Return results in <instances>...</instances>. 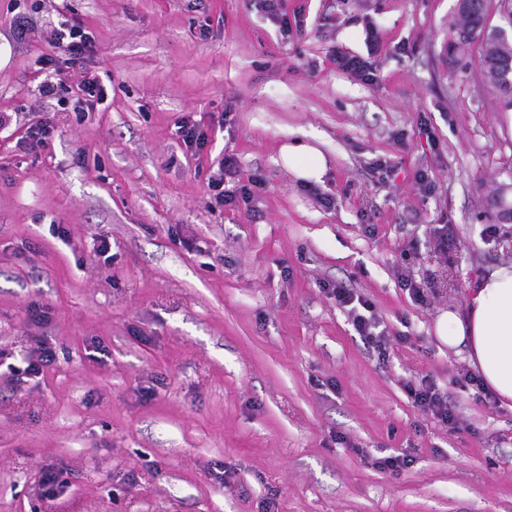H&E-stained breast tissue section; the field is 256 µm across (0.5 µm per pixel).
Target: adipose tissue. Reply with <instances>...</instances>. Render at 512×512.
Segmentation results:
<instances>
[{"instance_id":"ef3b65f1","label":"adipose tissue","mask_w":512,"mask_h":512,"mask_svg":"<svg viewBox=\"0 0 512 512\" xmlns=\"http://www.w3.org/2000/svg\"><path fill=\"white\" fill-rule=\"evenodd\" d=\"M279 156L297 180L322 182L327 162L317 147L294 141L283 144ZM435 334L448 347L465 346L484 387L502 402L512 403V264L481 279L465 315L442 312Z\"/></svg>"}]
</instances>
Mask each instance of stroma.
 I'll return each instance as SVG.
<instances>
[{"label": "stroma", "mask_w": 512, "mask_h": 512, "mask_svg": "<svg viewBox=\"0 0 512 512\" xmlns=\"http://www.w3.org/2000/svg\"><path fill=\"white\" fill-rule=\"evenodd\" d=\"M63 7L95 39L84 65L108 98L90 112L75 111V87L38 92ZM456 8L282 0L302 22L285 34L255 0H0V512H512V407L457 384L466 352L435 334L442 311L465 313L479 280L512 264L498 202L512 111L477 48H452ZM370 23L381 48L365 83L329 49L365 54ZM184 115L209 128L200 151L178 135ZM44 117L46 145L19 147ZM297 139L325 156L318 189L334 207L283 167ZM227 153L264 183L255 212L212 197ZM379 158L397 163L392 181L372 172ZM403 271L428 280L427 303ZM336 284L371 300L385 356ZM39 336L56 361L28 377ZM426 375L456 429L413 406L404 385ZM398 453L412 465L375 467Z\"/></svg>", "instance_id": "35a3bbf8"}]
</instances>
